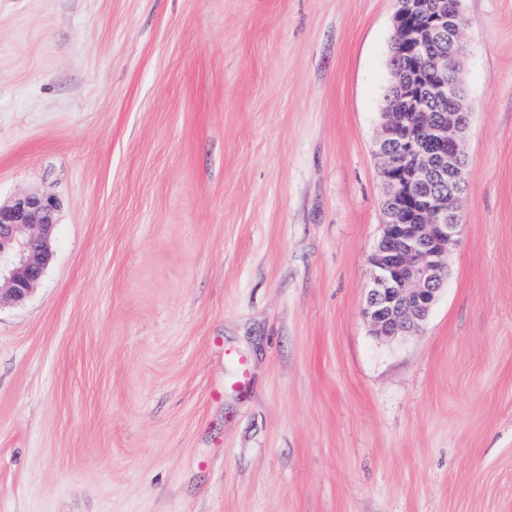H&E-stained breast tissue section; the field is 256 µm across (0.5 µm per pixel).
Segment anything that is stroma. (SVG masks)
Wrapping results in <instances>:
<instances>
[{
	"instance_id": "1",
	"label": "stroma",
	"mask_w": 512,
	"mask_h": 512,
	"mask_svg": "<svg viewBox=\"0 0 512 512\" xmlns=\"http://www.w3.org/2000/svg\"><path fill=\"white\" fill-rule=\"evenodd\" d=\"M394 0H0V512H512V0H464L469 179L423 330L361 308ZM58 205L35 193L0 203V305L22 302L42 278Z\"/></svg>"
}]
</instances>
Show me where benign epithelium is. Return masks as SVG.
Instances as JSON below:
<instances>
[{
	"label": "benign epithelium",
	"mask_w": 512,
	"mask_h": 512,
	"mask_svg": "<svg viewBox=\"0 0 512 512\" xmlns=\"http://www.w3.org/2000/svg\"><path fill=\"white\" fill-rule=\"evenodd\" d=\"M462 0H433L430 15L418 0H395L393 45L420 59L435 41L447 42L429 66L395 75L400 106L384 113L375 143L385 189L381 237L363 315L376 335L398 338L420 332L448 276V251L462 226L458 205L468 183L462 135L470 112L462 101L460 56ZM447 106L448 122L431 120L429 101ZM449 181L448 194L429 192ZM58 201L23 194L0 203V304L25 300L51 259L49 239Z\"/></svg>",
	"instance_id": "obj_1"
}]
</instances>
